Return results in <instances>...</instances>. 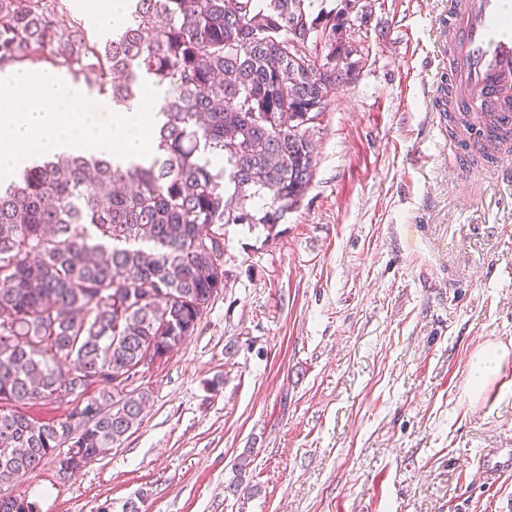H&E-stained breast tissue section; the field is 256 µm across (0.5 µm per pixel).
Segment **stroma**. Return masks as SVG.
Here are the masks:
<instances>
[{
  "mask_svg": "<svg viewBox=\"0 0 512 512\" xmlns=\"http://www.w3.org/2000/svg\"><path fill=\"white\" fill-rule=\"evenodd\" d=\"M447 8L376 0L369 56L312 132L299 207L273 235L228 225L229 288L112 390L149 394L138 426L72 477L49 458L0 492L38 512H123L140 493L142 512H512V475L484 485L475 461L512 448V396L463 393L476 350L512 348V186L481 165L457 178L435 125ZM100 396L22 411L57 422Z\"/></svg>",
  "mask_w": 512,
  "mask_h": 512,
  "instance_id": "stroma-1",
  "label": "stroma"
}]
</instances>
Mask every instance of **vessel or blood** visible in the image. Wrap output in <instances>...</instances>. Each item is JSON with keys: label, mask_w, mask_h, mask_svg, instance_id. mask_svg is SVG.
<instances>
[{"label": "vessel or blood", "mask_w": 512, "mask_h": 512, "mask_svg": "<svg viewBox=\"0 0 512 512\" xmlns=\"http://www.w3.org/2000/svg\"><path fill=\"white\" fill-rule=\"evenodd\" d=\"M443 73L434 89L436 114L460 117L454 167L485 162L512 179V152L501 139L512 130V0H448L436 21ZM478 467L486 485L512 474V448H488Z\"/></svg>", "instance_id": "1"}]
</instances>
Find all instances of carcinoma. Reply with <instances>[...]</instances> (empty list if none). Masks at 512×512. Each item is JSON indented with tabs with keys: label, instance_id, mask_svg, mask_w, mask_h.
<instances>
[{
	"label": "carcinoma",
	"instance_id": "1",
	"mask_svg": "<svg viewBox=\"0 0 512 512\" xmlns=\"http://www.w3.org/2000/svg\"><path fill=\"white\" fill-rule=\"evenodd\" d=\"M316 2L129 0L126 19L92 43L66 0H0V69L47 54L101 72L99 91L123 106L147 82L169 85L149 162L56 155L0 190L1 484L63 444L84 467L131 432L145 392L58 422L16 407L84 390L89 375L108 383L152 348L172 353L233 277L205 241L227 224L273 232L306 196L310 121L362 68L368 49L353 34L375 12V0L317 12ZM290 38L315 60L290 56ZM0 512L37 506L0 495Z\"/></svg>",
	"mask_w": 512,
	"mask_h": 512
}]
</instances>
